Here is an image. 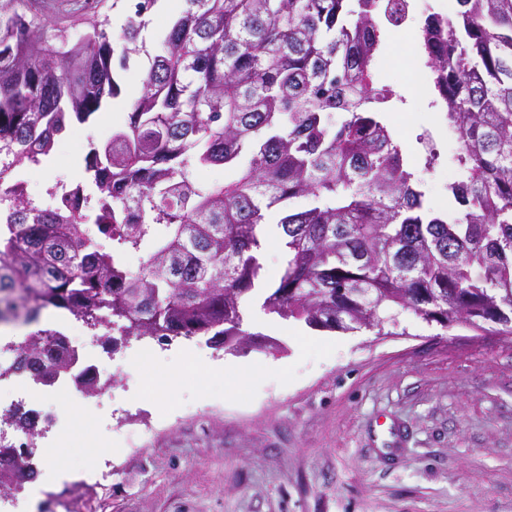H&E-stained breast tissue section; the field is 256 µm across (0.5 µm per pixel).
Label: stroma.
Listing matches in <instances>:
<instances>
[{"instance_id":"1","label":"stroma","mask_w":512,"mask_h":512,"mask_svg":"<svg viewBox=\"0 0 512 512\" xmlns=\"http://www.w3.org/2000/svg\"><path fill=\"white\" fill-rule=\"evenodd\" d=\"M119 38L132 0H54L56 27L79 37L74 8ZM177 9L157 0L141 32L144 53L122 69L120 99L137 96L147 56ZM383 79L397 96L387 121L405 157L422 167L418 140L443 148L424 173L425 205L450 214L458 141H445L428 100L400 71L414 65L419 24L381 31ZM119 101L77 124L43 177L24 170L31 196L84 178V157L127 115ZM249 346L229 353L204 338L158 346V370L133 368L140 344L100 339L95 356L120 373L112 396L72 401L46 434L40 512H512V325L426 324L404 313L391 335L315 330L245 311ZM279 351H272V344ZM110 468L101 485L97 475Z\"/></svg>"}]
</instances>
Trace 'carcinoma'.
I'll use <instances>...</instances> for the list:
<instances>
[{
    "label": "carcinoma",
    "instance_id": "obj_1",
    "mask_svg": "<svg viewBox=\"0 0 512 512\" xmlns=\"http://www.w3.org/2000/svg\"><path fill=\"white\" fill-rule=\"evenodd\" d=\"M138 0L122 33L140 52ZM147 55L125 123L84 158L59 210L17 196L0 224V320L45 309L94 331L242 349V305L263 266L258 226L281 211L282 266L261 307L319 330L384 334L409 312L443 327L512 323V0H456L420 27L432 91L459 141L453 217L381 105L383 0H185ZM71 43L26 0H0V152L38 167L75 123L121 94L105 24ZM222 167L228 181L197 172ZM298 199L303 208L293 207ZM144 253L136 271L124 258ZM24 365L52 383L74 353L36 334ZM34 472L0 470V491Z\"/></svg>",
    "mask_w": 512,
    "mask_h": 512
}]
</instances>
